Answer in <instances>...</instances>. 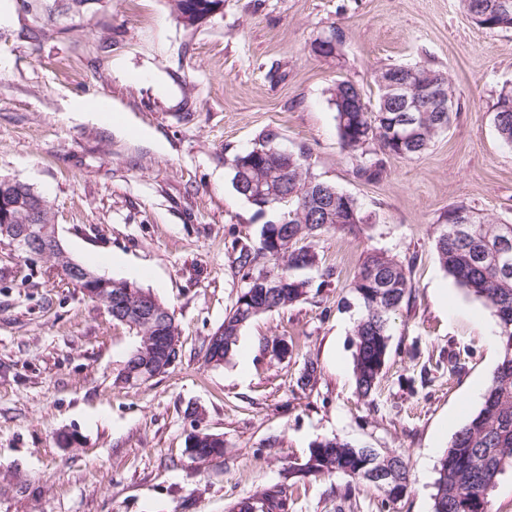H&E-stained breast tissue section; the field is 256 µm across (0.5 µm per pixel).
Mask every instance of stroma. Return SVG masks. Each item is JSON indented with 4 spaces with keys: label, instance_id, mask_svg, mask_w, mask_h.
<instances>
[{
    "label": "stroma",
    "instance_id": "stroma-1",
    "mask_svg": "<svg viewBox=\"0 0 512 512\" xmlns=\"http://www.w3.org/2000/svg\"><path fill=\"white\" fill-rule=\"evenodd\" d=\"M171 4L0 0V178L51 202L75 259L163 302L181 347L164 373L124 383L135 332L53 259L0 242V512H229L272 485L290 512H432L439 460L502 354L494 312L443 270L434 239L461 201L512 222V150L493 125L512 87V31L477 27L460 0H224L199 27ZM336 27L340 57L318 56ZM414 63L447 74L460 110L419 158H388L381 181H361L330 91L346 79L373 99L380 69ZM98 99L120 124L75 109ZM268 129L279 148L308 149L312 177L372 220L310 239L308 296L250 322L211 365L206 343L245 286L230 243H254L285 213L257 214L232 184L230 158ZM371 250L412 262V295L365 399L350 284ZM276 338L287 355L271 351ZM309 361L319 372L304 388ZM198 432L223 437V458L187 452ZM333 438L403 453L407 495L386 505L369 484L291 474Z\"/></svg>",
    "mask_w": 512,
    "mask_h": 512
}]
</instances>
